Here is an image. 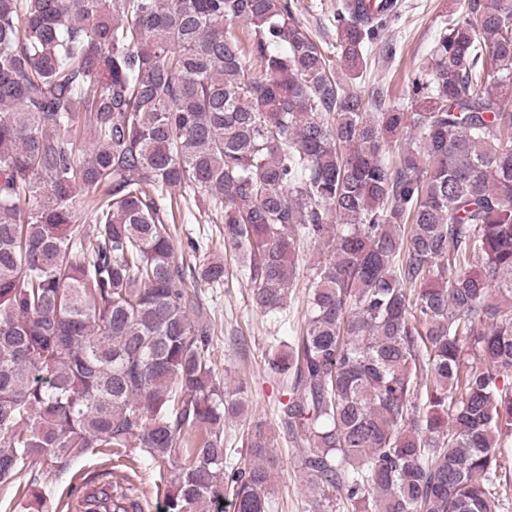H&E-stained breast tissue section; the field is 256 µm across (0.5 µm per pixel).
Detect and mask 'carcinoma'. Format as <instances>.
I'll list each match as a JSON object with an SVG mask.
<instances>
[{
	"mask_svg": "<svg viewBox=\"0 0 512 512\" xmlns=\"http://www.w3.org/2000/svg\"><path fill=\"white\" fill-rule=\"evenodd\" d=\"M333 71L296 0H0V483L90 448L163 469L164 512H270L269 442L224 470L214 328L228 279L276 336L281 423L349 512H505L512 473V0H465L404 106L353 90L381 23L343 0ZM92 214V226L79 221ZM112 512H143L121 484Z\"/></svg>",
	"mask_w": 512,
	"mask_h": 512,
	"instance_id": "carcinoma-1",
	"label": "carcinoma"
}]
</instances>
